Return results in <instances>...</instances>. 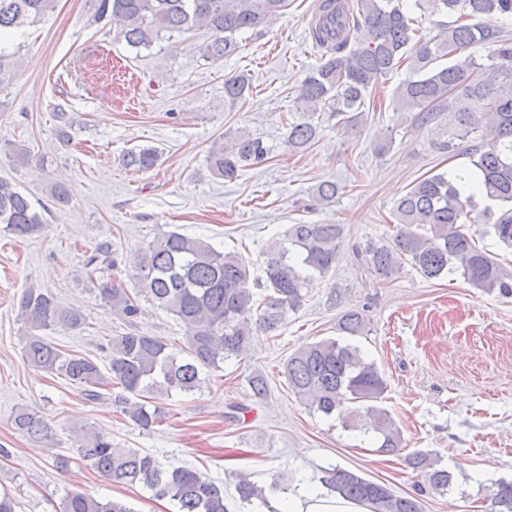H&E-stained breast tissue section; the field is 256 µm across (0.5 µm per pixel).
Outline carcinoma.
I'll return each instance as SVG.
<instances>
[{
	"label": "carcinoma",
	"mask_w": 512,
	"mask_h": 512,
	"mask_svg": "<svg viewBox=\"0 0 512 512\" xmlns=\"http://www.w3.org/2000/svg\"><path fill=\"white\" fill-rule=\"evenodd\" d=\"M57 0H0V33L30 26L55 8ZM288 0H99L97 20H108L128 46L149 49L164 39L198 27L212 31L201 47L212 64L237 54L238 36L279 17ZM414 8L434 15H456L438 23L436 37L424 40L414 27L407 0H322L309 30L322 62L306 76L296 111L289 113L288 147L303 152L315 144L321 122L329 113L347 126L362 121L365 101L382 79L408 68L395 90V110L415 131L433 130L443 114L454 121L452 138L437 143L444 152L457 149L454 140L481 134V141L463 151L476 171L474 191L464 192L456 177L436 173L416 182L397 200L393 216L398 231L390 243H369L358 257L367 271L387 280L409 264L429 279L452 274L472 287L512 296V270H506L478 247L465 225H488L489 233L512 248V34L494 30L486 21L512 16V0H414ZM483 45L488 63L477 62L468 50ZM251 89L244 73L224 78V107L233 109ZM270 146L243 131L226 146L213 142L207 158L211 175L231 181L243 168L268 159ZM159 157L153 147L127 153L126 165L152 169ZM340 187L331 181L317 186L314 200L335 201ZM485 202L476 210L475 196ZM0 224L17 237L41 231L44 218L29 199L0 180ZM343 241L341 224H291L263 252L262 275L256 276L238 253L220 251L201 238L170 232L128 260L138 293L132 294L112 278L117 259L97 248L86 259L87 277L101 300L128 323L141 313L139 294L178 319L185 328L186 346L176 348L156 336L130 330L115 336L106 348L105 368L93 359L68 353L43 332L54 327L80 329L86 318L61 307L54 297L28 287L19 302L27 326L22 353L34 368L61 374L85 388L87 399L118 390L124 414L144 431L162 423L155 401L173 392L189 393L202 383L205 370L237 357L249 347L254 333L278 330L288 313L304 304L315 276L336 265ZM349 336L364 334L362 313L351 310L339 320ZM288 388L314 413L348 415L346 426L373 433L383 453L402 450V436L387 409L379 406L387 383L375 363L358 347L336 339L321 340L295 351L285 364ZM250 396L267 395V380L249 378ZM138 397L131 401L127 395ZM19 430L36 439H50L51 427L35 412L22 409L14 417ZM105 478L141 483L154 496L169 498L177 512H227L224 485L192 468L169 467L156 457L134 449L116 448L99 432L87 434L78 447ZM408 466L424 474L435 490L446 491L451 475L437 467L431 454L417 451L405 457ZM329 494L366 504L371 512H422L420 499L398 495L383 483L339 466L318 477ZM240 504H268L265 489L241 474L235 481ZM501 512H512V481H500L495 493ZM64 512H135L119 499L102 500L81 490L70 491Z\"/></svg>",
	"instance_id": "cac0c4a2"
}]
</instances>
